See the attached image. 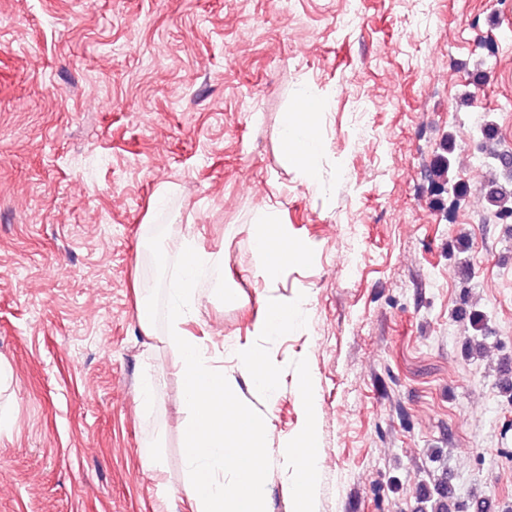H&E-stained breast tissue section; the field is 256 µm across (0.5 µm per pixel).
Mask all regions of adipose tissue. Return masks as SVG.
I'll list each match as a JSON object with an SVG mask.
<instances>
[{
    "instance_id": "adipose-tissue-1",
    "label": "adipose tissue",
    "mask_w": 512,
    "mask_h": 512,
    "mask_svg": "<svg viewBox=\"0 0 512 512\" xmlns=\"http://www.w3.org/2000/svg\"><path fill=\"white\" fill-rule=\"evenodd\" d=\"M324 109L320 98L301 94L293 110L284 113L280 126V138L289 158L297 165L301 179L310 185L318 184L320 180L315 159L323 148L318 116ZM253 244L259 258L258 274L267 281L275 280L288 264L306 260L309 256L304 247L290 239L287 229L279 222L276 208L271 205L258 217ZM309 303L308 294L303 292L289 299L269 301L254 322L255 334L273 337L288 332L305 319ZM239 359L247 372L249 385L263 393L267 400H274L280 386L276 366L250 347L240 348ZM294 383L301 396L306 419L297 434L284 438L280 443L278 462L287 472L282 491L295 512H317L316 490L321 475L318 450L321 405L309 366L296 368Z\"/></svg>"
}]
</instances>
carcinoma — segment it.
Segmentation results:
<instances>
[{
    "mask_svg": "<svg viewBox=\"0 0 512 512\" xmlns=\"http://www.w3.org/2000/svg\"><path fill=\"white\" fill-rule=\"evenodd\" d=\"M480 163L494 172V176L482 186L485 208L495 224H512V151L497 147V131L489 121L484 123L479 137ZM453 135L448 133L441 145V153L430 169L431 192L437 197L438 206L446 217L465 205L469 184L462 178L454 157ZM455 319L469 324L468 354L483 355L486 344L485 315L462 300ZM420 496L428 504L429 512H448L454 498V489L448 484V474H443L434 484L420 486Z\"/></svg>",
    "mask_w": 512,
    "mask_h": 512,
    "instance_id": "carcinoma-1",
    "label": "carcinoma"
}]
</instances>
